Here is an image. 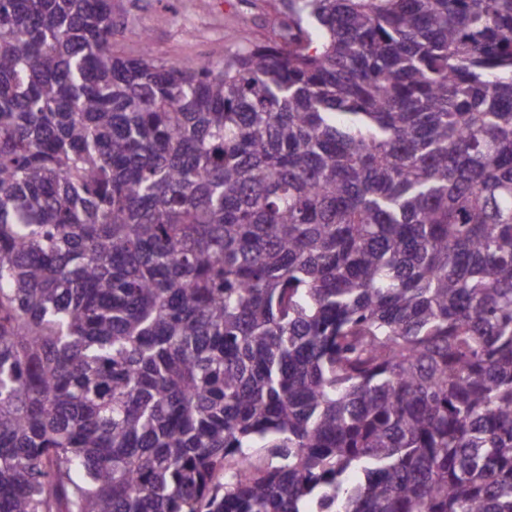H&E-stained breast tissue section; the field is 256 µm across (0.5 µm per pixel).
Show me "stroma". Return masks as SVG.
I'll list each match as a JSON object with an SVG mask.
<instances>
[{"label": "stroma", "mask_w": 512, "mask_h": 512, "mask_svg": "<svg viewBox=\"0 0 512 512\" xmlns=\"http://www.w3.org/2000/svg\"><path fill=\"white\" fill-rule=\"evenodd\" d=\"M124 14L114 37L125 56L141 52L149 37L155 57L208 60L225 50L277 42L282 0H121Z\"/></svg>", "instance_id": "obj_1"}]
</instances>
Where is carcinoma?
I'll return each mask as SVG.
<instances>
[{"label": "carcinoma", "instance_id": "cac0c4a2", "mask_svg": "<svg viewBox=\"0 0 512 512\" xmlns=\"http://www.w3.org/2000/svg\"><path fill=\"white\" fill-rule=\"evenodd\" d=\"M282 6L0 0V512H512V0ZM126 10L112 38L125 56L137 57L141 37L155 57L208 60L229 50L280 40L282 0H115Z\"/></svg>", "mask_w": 512, "mask_h": 512}]
</instances>
